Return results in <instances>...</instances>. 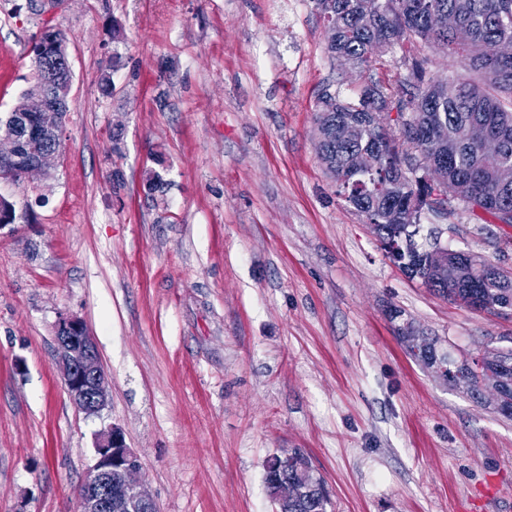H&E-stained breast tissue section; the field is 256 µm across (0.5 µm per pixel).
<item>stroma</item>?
Returning <instances> with one entry per match:
<instances>
[{"label": "stroma", "mask_w": 512, "mask_h": 512, "mask_svg": "<svg viewBox=\"0 0 512 512\" xmlns=\"http://www.w3.org/2000/svg\"><path fill=\"white\" fill-rule=\"evenodd\" d=\"M47 28L72 71L60 160L0 181V512H78L111 424L161 512H273L264 464L296 449L332 512H512V418L401 339L507 350L512 311L408 278L317 153L322 94L372 79L395 102L414 61L459 59L413 38L349 68L316 0H0V112ZM420 225L512 271V226L456 199ZM63 313L107 373L99 413L63 387Z\"/></svg>", "instance_id": "obj_1"}]
</instances>
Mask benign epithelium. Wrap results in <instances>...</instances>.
<instances>
[{"mask_svg": "<svg viewBox=\"0 0 512 512\" xmlns=\"http://www.w3.org/2000/svg\"><path fill=\"white\" fill-rule=\"evenodd\" d=\"M70 91L71 83H58L49 95L35 93L21 101L12 122L0 126V164L21 160L19 145L24 136L34 132L29 120L40 113L49 114L55 103L67 102ZM424 184L433 188V198L439 201L438 213H444L447 197L440 192L441 178L435 166L427 167ZM55 342L57 361L70 399L85 413L99 412L107 402L108 379L86 326L74 316L60 317ZM95 455V462L85 472L79 489L81 512H139L142 507L158 512L157 503L137 480L141 462L127 446L121 428L111 426L100 434Z\"/></svg>", "mask_w": 512, "mask_h": 512, "instance_id": "1", "label": "benign epithelium"}]
</instances>
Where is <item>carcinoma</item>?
Segmentation results:
<instances>
[{
  "label": "carcinoma",
  "mask_w": 512,
  "mask_h": 512,
  "mask_svg": "<svg viewBox=\"0 0 512 512\" xmlns=\"http://www.w3.org/2000/svg\"><path fill=\"white\" fill-rule=\"evenodd\" d=\"M327 21L336 23V44L331 55L360 62L374 43L397 44L413 35L430 44L443 45L460 58L463 70L481 73L484 86L464 74L441 80L430 77L416 64L412 68L414 92L400 106L402 135L429 160L443 164L447 192L488 214L499 224L512 225V184L498 179L502 167L512 168V57L493 58L488 45L512 44V0H317ZM451 15V28L437 27L432 18ZM32 69L45 71L44 79L72 78L65 35L52 28L43 31L29 50ZM387 98L378 82L366 84L357 97L341 100L327 94L319 99L317 123L323 137L318 154L327 172L342 189L345 200L364 213L379 235L387 256L411 279L454 303L476 309H512V273L466 251L456 252L465 275L454 282L440 273L442 259L435 246L418 241L421 211H435L434 201L418 179L403 170L405 158L372 115L373 106ZM356 126L352 140L336 138L340 125ZM480 125L502 141L495 159L484 156L480 145L468 137ZM361 152L379 154L380 165L370 174L353 170ZM410 351L418 359L437 365L448 384L465 388L481 398L485 388L498 397L501 413H512V350L491 349L470 362L451 354H437L435 341L408 336ZM264 482L275 512H327L330 504L324 482L308 457L294 451L274 456L265 465Z\"/></svg>",
  "instance_id": "obj_1"
}]
</instances>
